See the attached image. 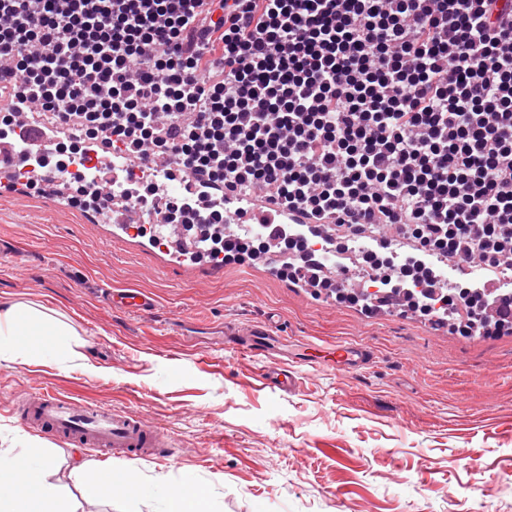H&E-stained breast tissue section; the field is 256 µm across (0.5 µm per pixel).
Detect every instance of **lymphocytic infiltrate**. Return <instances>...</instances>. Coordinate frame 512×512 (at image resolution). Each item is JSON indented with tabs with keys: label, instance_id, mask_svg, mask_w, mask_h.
<instances>
[{
	"label": "lymphocytic infiltrate",
	"instance_id": "1",
	"mask_svg": "<svg viewBox=\"0 0 512 512\" xmlns=\"http://www.w3.org/2000/svg\"><path fill=\"white\" fill-rule=\"evenodd\" d=\"M4 92L0 136L19 105L81 128L39 157L72 205L104 201L77 173L89 149L169 159L182 195L134 183L124 206L202 225L199 257L276 242L283 278L315 288L316 247L344 255L382 226L401 249L363 252L367 280L337 303L370 313L379 292L463 336L512 330L491 289L512 278V0H0ZM240 190L308 221L232 240L223 206L191 203ZM439 257L483 274L443 285Z\"/></svg>",
	"mask_w": 512,
	"mask_h": 512
}]
</instances>
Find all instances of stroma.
I'll return each mask as SVG.
<instances>
[{"label":"stroma","instance_id":"obj_1","mask_svg":"<svg viewBox=\"0 0 512 512\" xmlns=\"http://www.w3.org/2000/svg\"><path fill=\"white\" fill-rule=\"evenodd\" d=\"M111 225L44 192L0 194V299L64 314L77 345L0 361V448L71 444L19 423L18 394L53 388L131 412L171 439L162 459L112 458L114 492L78 512H156L144 487H195L169 512H512V334L466 338L396 313L367 317L313 297L258 264L223 272L160 266ZM150 293L144 317L109 290ZM274 317L323 356L339 341L375 347L356 375L302 366L294 390L266 386L267 358L217 345L225 327Z\"/></svg>","mask_w":512,"mask_h":512}]
</instances>
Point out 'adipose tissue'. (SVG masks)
I'll list each match as a JSON object with an SVG mask.
<instances>
[{
	"label": "adipose tissue",
	"mask_w": 512,
	"mask_h": 512,
	"mask_svg": "<svg viewBox=\"0 0 512 512\" xmlns=\"http://www.w3.org/2000/svg\"><path fill=\"white\" fill-rule=\"evenodd\" d=\"M67 326L21 304L0 301V360L44 356L69 349ZM60 469L48 448H0V512H77V496H102L112 482V468L73 461L68 478L73 496H61L53 482Z\"/></svg>",
	"instance_id": "adipose-tissue-1"
}]
</instances>
